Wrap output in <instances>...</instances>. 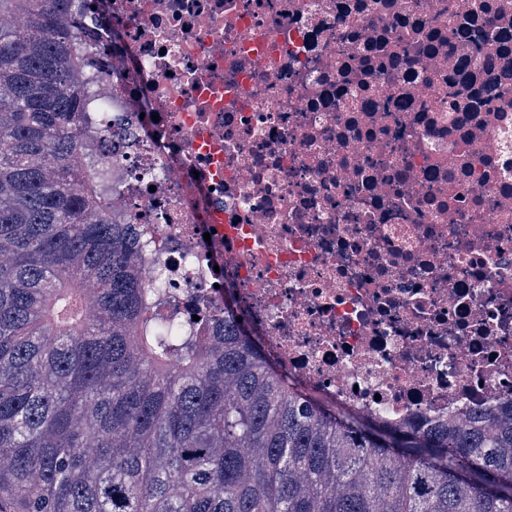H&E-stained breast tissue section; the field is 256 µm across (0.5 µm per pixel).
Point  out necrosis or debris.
Here are the masks:
<instances>
[{
    "label": "necrosis or debris",
    "mask_w": 512,
    "mask_h": 512,
    "mask_svg": "<svg viewBox=\"0 0 512 512\" xmlns=\"http://www.w3.org/2000/svg\"><path fill=\"white\" fill-rule=\"evenodd\" d=\"M88 3L94 171L165 315L233 301L290 377L396 423L512 398L507 0Z\"/></svg>",
    "instance_id": "necrosis-or-debris-1"
}]
</instances>
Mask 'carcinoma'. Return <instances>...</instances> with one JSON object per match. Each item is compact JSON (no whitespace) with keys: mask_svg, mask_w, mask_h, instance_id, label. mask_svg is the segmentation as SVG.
<instances>
[{"mask_svg":"<svg viewBox=\"0 0 512 512\" xmlns=\"http://www.w3.org/2000/svg\"><path fill=\"white\" fill-rule=\"evenodd\" d=\"M86 0H0V512H512V400L341 417L159 314L83 151Z\"/></svg>","mask_w":512,"mask_h":512,"instance_id":"carcinoma-1","label":"carcinoma"}]
</instances>
